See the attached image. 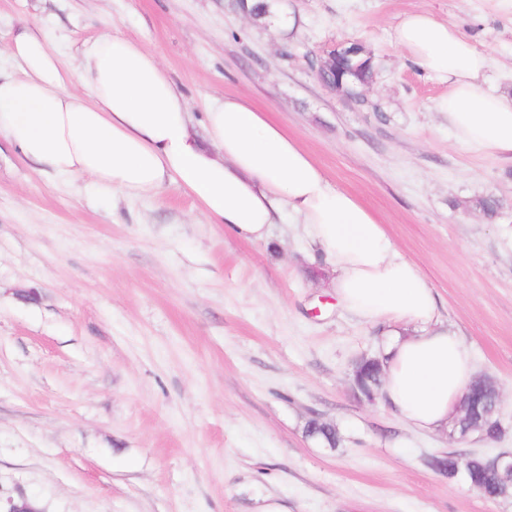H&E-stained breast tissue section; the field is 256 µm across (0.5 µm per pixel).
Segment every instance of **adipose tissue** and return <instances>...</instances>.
Returning <instances> with one entry per match:
<instances>
[{"mask_svg":"<svg viewBox=\"0 0 512 512\" xmlns=\"http://www.w3.org/2000/svg\"><path fill=\"white\" fill-rule=\"evenodd\" d=\"M394 41L447 84L437 110L455 141L512 161V93L487 87L491 58L426 13L403 15ZM5 51L13 72L0 75V138L24 159L127 198L175 187L207 223L250 242L268 240L275 224L302 225L339 306L385 327L384 400L416 429L447 427L475 379L471 352L383 221L283 127L232 95L195 124L157 57L113 29L85 41L75 65L42 29L22 28Z\"/></svg>","mask_w":512,"mask_h":512,"instance_id":"1","label":"adipose tissue"}]
</instances>
